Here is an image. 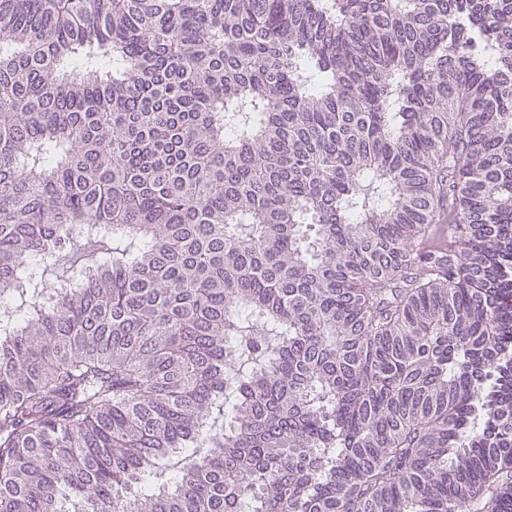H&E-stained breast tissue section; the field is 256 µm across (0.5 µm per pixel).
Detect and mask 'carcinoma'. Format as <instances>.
Segmentation results:
<instances>
[{
	"label": "carcinoma",
	"instance_id": "1",
	"mask_svg": "<svg viewBox=\"0 0 512 512\" xmlns=\"http://www.w3.org/2000/svg\"><path fill=\"white\" fill-rule=\"evenodd\" d=\"M0 512H512V0H0Z\"/></svg>",
	"mask_w": 512,
	"mask_h": 512
}]
</instances>
